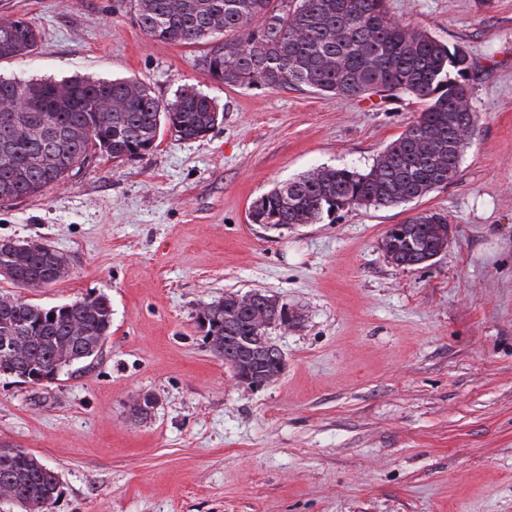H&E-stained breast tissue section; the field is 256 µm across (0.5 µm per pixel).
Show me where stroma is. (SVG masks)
<instances>
[{
  "label": "stroma",
  "instance_id": "stroma-1",
  "mask_svg": "<svg viewBox=\"0 0 512 512\" xmlns=\"http://www.w3.org/2000/svg\"><path fill=\"white\" fill-rule=\"evenodd\" d=\"M388 6L473 62L477 122L455 178L274 227L250 223L257 198L321 165L369 168L420 100L225 85L202 69L209 44L151 40L136 0H0V19L27 15L42 35L0 77L135 79L163 101L189 86L219 110L202 138L162 130L139 158L93 159L0 208V240L67 260L44 288L0 277V296L112 301L98 355L51 381L0 376V445L58 473L49 512H512V0ZM421 211L447 215L448 247L397 267L383 234ZM256 290L299 320L268 328L285 370L250 389L198 315Z\"/></svg>",
  "mask_w": 512,
  "mask_h": 512
}]
</instances>
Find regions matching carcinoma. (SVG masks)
I'll return each instance as SVG.
<instances>
[{
  "mask_svg": "<svg viewBox=\"0 0 512 512\" xmlns=\"http://www.w3.org/2000/svg\"><path fill=\"white\" fill-rule=\"evenodd\" d=\"M137 22L152 39L174 44L216 40L202 59L205 74L229 86L305 88L356 99L409 93L425 102L420 116L367 170L320 166L257 199L253 224H316L349 206L391 207L419 200L451 181L475 111L461 82L472 68L427 32L390 15L387 0H137ZM37 26L21 15L0 21V61L24 58L38 46ZM0 207L60 185L98 155L134 159L154 149L164 128L184 140L205 136L219 118L213 99L192 87L162 101L132 79L3 80L0 105ZM448 242V218L422 212L400 236L383 235L382 250L396 266L413 268ZM64 256L45 244L0 245V268L17 288L56 279ZM273 300L253 292L246 306L234 294L202 309L206 335L224 362L270 384L281 373L276 355L260 344L252 311ZM112 302L105 294L44 308L21 296L0 306V375L50 374L56 348L70 343L75 360L98 353L110 336ZM23 512H48L60 494L58 474L30 452H0V484Z\"/></svg>",
  "mask_w": 512,
  "mask_h": 512,
  "instance_id": "1",
  "label": "carcinoma"
}]
</instances>
